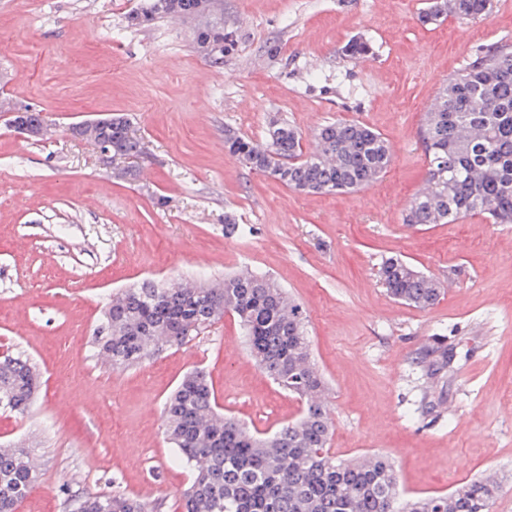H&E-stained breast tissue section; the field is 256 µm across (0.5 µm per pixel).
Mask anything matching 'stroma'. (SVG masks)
<instances>
[{
    "mask_svg": "<svg viewBox=\"0 0 512 512\" xmlns=\"http://www.w3.org/2000/svg\"><path fill=\"white\" fill-rule=\"evenodd\" d=\"M424 2L224 0L237 42L215 65L192 38L203 16L134 27L144 0H0V95L51 129L23 139L0 113V356L25 353L43 376L26 415L0 412V446L24 440L39 455L17 512H70L114 492L181 512L191 474L161 409L190 370L259 431L297 417L300 402L255 364L231 316L126 369L94 348L117 290L245 269L272 275L306 312L332 453L388 457L409 496L494 472L492 512H512V224L402 221L426 174L423 115L478 50L512 44V0L469 23L422 22ZM354 37L374 56L342 55ZM111 113L143 139L136 177L71 132ZM276 119L307 149L325 124L364 123L392 163L355 192L298 193L224 151L225 129L261 143ZM389 257L445 285L439 302L391 299L378 278Z\"/></svg>",
    "mask_w": 512,
    "mask_h": 512,
    "instance_id": "stroma-1",
    "label": "stroma"
}]
</instances>
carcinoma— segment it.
Listing matches in <instances>:
<instances>
[{
	"label": "carcinoma",
	"mask_w": 512,
	"mask_h": 512,
	"mask_svg": "<svg viewBox=\"0 0 512 512\" xmlns=\"http://www.w3.org/2000/svg\"><path fill=\"white\" fill-rule=\"evenodd\" d=\"M494 0H427L430 22L453 14L460 22L490 15ZM211 21L194 32V43L215 64L233 51L235 33L224 28V0H148L129 16L133 25L159 19ZM344 55H374L372 44L354 38ZM77 135L112 140V159H123L122 177L134 171L144 143L129 119L117 115L112 129L84 123ZM419 138L427 177L404 210L405 224H450L481 216L512 224V44L496 42L477 53L462 73L440 87L424 113ZM233 159L299 193L346 192L376 182L392 162L388 140L358 121L338 120L302 136L275 123L266 144L224 131ZM392 298L418 309L439 301L443 288L399 258L378 270ZM230 314L242 327L259 368L302 402L296 419L272 432L250 430L221 412L204 372L179 381L163 404L165 434L192 477L180 493L182 512H491L499 493L493 475L468 479L448 492L405 497L391 463L382 456L340 460L329 451L335 422L325 383L311 356L302 306L271 276L243 271L222 284L144 281L112 296L93 344L114 369L180 346ZM40 383L35 363L19 353L0 359V410L23 415ZM39 477L30 448H0V512H16ZM76 512H151L145 501L123 493L87 497Z\"/></svg>",
	"instance_id": "cac0c4a2"
}]
</instances>
